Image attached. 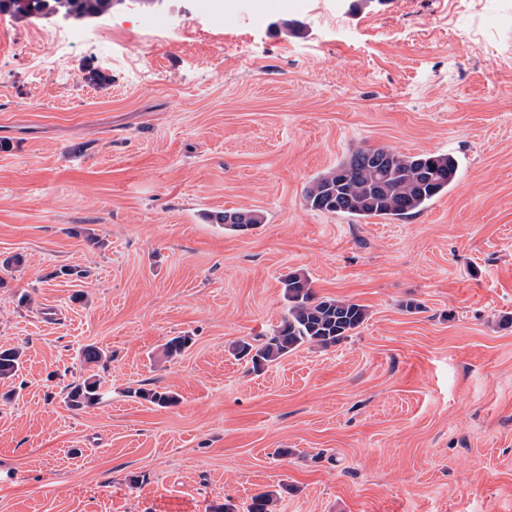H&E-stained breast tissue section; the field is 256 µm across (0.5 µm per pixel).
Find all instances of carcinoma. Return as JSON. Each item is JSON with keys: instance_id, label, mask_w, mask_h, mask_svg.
I'll return each mask as SVG.
<instances>
[{"instance_id": "cac0c4a2", "label": "carcinoma", "mask_w": 512, "mask_h": 512, "mask_svg": "<svg viewBox=\"0 0 512 512\" xmlns=\"http://www.w3.org/2000/svg\"><path fill=\"white\" fill-rule=\"evenodd\" d=\"M124 0H0V12L28 17L34 13L61 15L76 21L101 16ZM458 177V162L450 153L405 155L390 148H359L314 178L305 191L310 207L330 213H344L358 219L381 218L406 220L418 214L436 196L448 191ZM219 220L234 230L260 223L251 211L226 212ZM284 297L288 310L273 334L232 344L231 353L244 359L258 371L307 344L329 349L347 339L366 320L363 305L351 300L318 297L310 280L291 273L284 280ZM193 344L189 335L175 336L164 345L162 353L173 358ZM22 352L17 348H0V379L17 374ZM131 397L166 408L177 401L171 391L158 388H130ZM100 382L90 375L66 386L65 403L81 410L100 403ZM274 493L254 495L247 512H271Z\"/></svg>"}]
</instances>
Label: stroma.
Instances as JSON below:
<instances>
[{"label": "stroma", "mask_w": 512, "mask_h": 512, "mask_svg": "<svg viewBox=\"0 0 512 512\" xmlns=\"http://www.w3.org/2000/svg\"><path fill=\"white\" fill-rule=\"evenodd\" d=\"M254 2L124 0L44 54L71 20L0 13V512H512V0ZM360 147L459 177L405 221L307 205ZM293 272L366 320L253 371ZM65 403L72 409L81 410L93 407L100 403L102 393L100 382L94 375H90L81 382H74L66 386ZM127 393L129 394V397H136L138 399L145 400L150 404L161 408L173 405L177 401V396L173 392L158 388H129Z\"/></svg>", "instance_id": "35a3bbf8"}]
</instances>
